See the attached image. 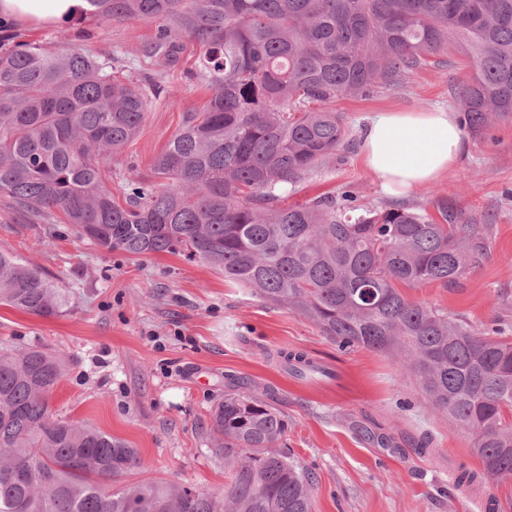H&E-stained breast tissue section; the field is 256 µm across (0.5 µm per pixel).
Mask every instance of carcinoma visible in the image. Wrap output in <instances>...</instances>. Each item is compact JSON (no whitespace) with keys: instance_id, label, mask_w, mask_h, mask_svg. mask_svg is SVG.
Masks as SVG:
<instances>
[{"instance_id":"1","label":"carcinoma","mask_w":512,"mask_h":512,"mask_svg":"<svg viewBox=\"0 0 512 512\" xmlns=\"http://www.w3.org/2000/svg\"><path fill=\"white\" fill-rule=\"evenodd\" d=\"M106 26L158 24L148 66L187 72L212 95L155 159L112 191V161L160 93L121 78L112 56L73 45L0 46V195L108 251L185 253L315 324L340 348L393 359L432 407L472 436L488 482L512 480V341L487 336L398 285L459 283L488 254L480 224L448 200L437 216L365 208L352 192L282 205V192L341 158L333 104L408 81L454 46L473 64L459 91L468 130L512 117V0H87ZM0 304L59 316L66 289L0 249ZM297 376L316 370L284 355ZM66 363L39 346L0 348V512H312L311 473L283 448L284 416L248 394L213 412L224 491L152 479L136 449L52 411Z\"/></svg>"}]
</instances>
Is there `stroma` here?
Masks as SVG:
<instances>
[{"instance_id": "35a3bbf8", "label": "stroma", "mask_w": 512, "mask_h": 512, "mask_svg": "<svg viewBox=\"0 0 512 512\" xmlns=\"http://www.w3.org/2000/svg\"><path fill=\"white\" fill-rule=\"evenodd\" d=\"M9 31L48 49L72 44L115 57L138 80L141 50L156 27L140 21L104 27L78 17L39 27L14 24ZM193 66L189 56L180 69L159 74L167 94L153 102L113 174L149 173L185 111L208 99L184 75ZM470 74L468 58L451 49L410 82L337 101L349 146L341 159L289 190L286 204L348 189L360 205H393L362 161L367 117L455 108ZM468 144L453 173L403 203L432 214L437 200L448 199L469 222L488 225V256L455 286L402 291L478 330L500 328L512 341V119L493 123ZM1 247L69 289L70 299L66 312L49 318L0 305V345H37L64 358L67 375L52 396L53 411L128 443L146 462V476L221 490L224 462L209 449L212 412L237 390L263 399L287 420L288 454L314 476L312 512H485L490 496L499 512H512V481L487 483L480 494L454 481L455 462L480 467L470 434L436 413L388 357L339 349L312 323L226 282L202 262L182 254L109 252L70 225L17 220L0 196ZM282 350L305 353L331 368L335 379L288 374L277 357ZM424 433L434 448L426 455L414 446Z\"/></svg>"}]
</instances>
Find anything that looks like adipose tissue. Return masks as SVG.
I'll list each match as a JSON object with an SVG mask.
<instances>
[{
	"mask_svg": "<svg viewBox=\"0 0 512 512\" xmlns=\"http://www.w3.org/2000/svg\"><path fill=\"white\" fill-rule=\"evenodd\" d=\"M86 0H0V20L62 23L82 14ZM468 149L454 113L379 112L362 135V156L385 194L403 198L448 176Z\"/></svg>",
	"mask_w": 512,
	"mask_h": 512,
	"instance_id": "1",
	"label": "adipose tissue"
}]
</instances>
